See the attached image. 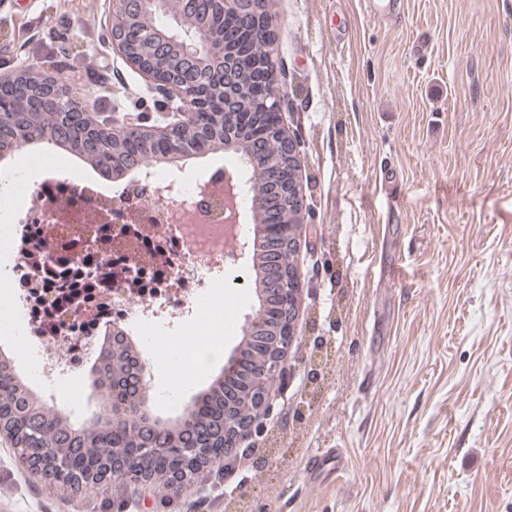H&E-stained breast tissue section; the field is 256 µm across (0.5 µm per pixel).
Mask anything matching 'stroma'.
Segmentation results:
<instances>
[{
  "label": "stroma",
  "instance_id": "obj_1",
  "mask_svg": "<svg viewBox=\"0 0 512 512\" xmlns=\"http://www.w3.org/2000/svg\"><path fill=\"white\" fill-rule=\"evenodd\" d=\"M270 53L298 136L305 199L297 341L260 433L264 470L199 472L74 493L23 468L0 438V512H512V0H405L393 25L362 0H266ZM65 77L93 112L168 123L149 79L113 50L108 0H0V77ZM202 178L211 150L159 161ZM400 266L401 277L385 278ZM252 260L224 265L217 356L257 308ZM328 355L319 388L303 341ZM323 448L340 466L313 468Z\"/></svg>",
  "mask_w": 512,
  "mask_h": 512
}]
</instances>
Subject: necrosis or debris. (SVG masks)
Here are the masks:
<instances>
[{
    "instance_id": "obj_1",
    "label": "necrosis or debris",
    "mask_w": 512,
    "mask_h": 512,
    "mask_svg": "<svg viewBox=\"0 0 512 512\" xmlns=\"http://www.w3.org/2000/svg\"><path fill=\"white\" fill-rule=\"evenodd\" d=\"M14 193L27 200L25 213L0 209V220L13 227L12 248L0 267V286L19 302L25 314L34 308L56 317V331L30 323V343L42 382L71 380L80 361L96 347L100 311L117 318L125 328L141 327L164 333L178 322L205 313L209 322L224 321V256L231 231L224 209L208 196L198 179L177 186L179 209L148 208L136 227L125 223L103 226L93 251L74 247L76 224L47 226L35 221L48 203L66 204L81 211L87 203L125 206L126 189L106 195L79 188L63 175L62 159H55L37 187L15 184ZM77 336V346L62 348L54 332Z\"/></svg>"
}]
</instances>
